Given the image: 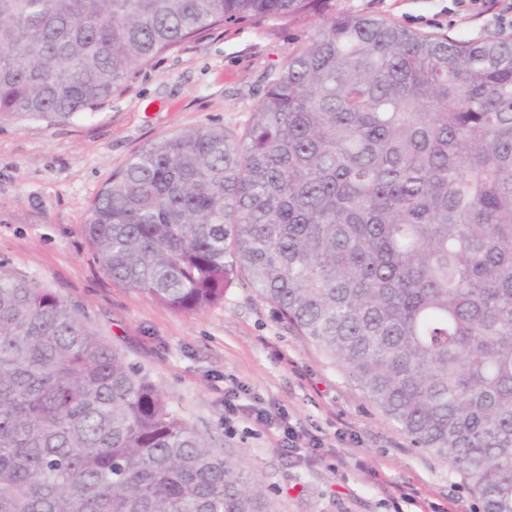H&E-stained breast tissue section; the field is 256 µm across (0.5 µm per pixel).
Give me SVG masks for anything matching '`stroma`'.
<instances>
[{
    "label": "stroma",
    "instance_id": "1",
    "mask_svg": "<svg viewBox=\"0 0 512 512\" xmlns=\"http://www.w3.org/2000/svg\"><path fill=\"white\" fill-rule=\"evenodd\" d=\"M340 13L468 40L512 37V0H332ZM322 17H253L202 31L157 56L93 113L0 119V264L38 282L160 385L201 433L243 455L278 512H475L458 474L407 438L241 278L223 302L182 313L113 281L82 227L112 174L151 141L201 126L242 135L289 55ZM287 413L321 448L286 451L282 430L224 414V391Z\"/></svg>",
    "mask_w": 512,
    "mask_h": 512
}]
</instances>
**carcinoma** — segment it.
Here are the masks:
<instances>
[{
  "instance_id": "carcinoma-1",
  "label": "carcinoma",
  "mask_w": 512,
  "mask_h": 512,
  "mask_svg": "<svg viewBox=\"0 0 512 512\" xmlns=\"http://www.w3.org/2000/svg\"><path fill=\"white\" fill-rule=\"evenodd\" d=\"M299 15L325 23L245 133L151 142L84 236L108 275L178 312L247 280L479 512H512L511 38L330 0H0V117H80L204 29ZM0 512L276 507L76 308L0 265Z\"/></svg>"
}]
</instances>
